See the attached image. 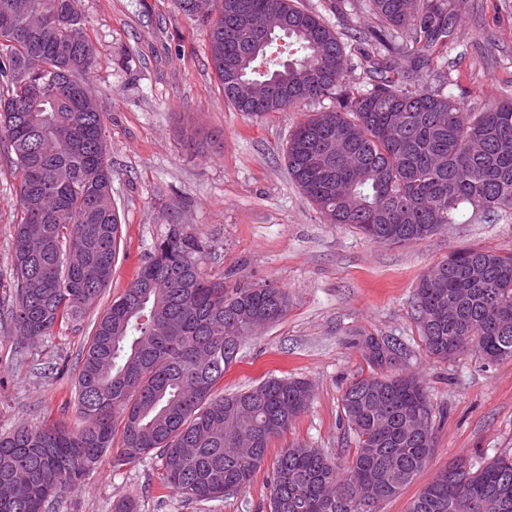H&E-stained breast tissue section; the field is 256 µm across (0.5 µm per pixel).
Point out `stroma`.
Wrapping results in <instances>:
<instances>
[{"label": "stroma", "mask_w": 512, "mask_h": 512, "mask_svg": "<svg viewBox=\"0 0 512 512\" xmlns=\"http://www.w3.org/2000/svg\"><path fill=\"white\" fill-rule=\"evenodd\" d=\"M340 33L348 48L374 20L364 0L343 10L328 0H303ZM460 16L438 67L446 90L478 106L512 93V0H455ZM96 48L88 75L104 105L112 162V198L122 233L112 280L93 312L55 335L22 344L0 321V434L49 422L80 429L77 376L92 322L129 286L166 234L183 224L204 242L202 268L228 283L271 282L287 291L281 321L248 338L224 374L225 392L256 386L268 375L302 378L313 389L309 408L269 453L303 444L329 456L351 453L341 420L346 386L366 368L354 341L374 334L400 341V371L416 375L436 408L434 453L426 467L379 512H408L420 489L449 461L475 466L512 456V359L489 364L472 351L455 360L431 358L413 307L418 278L463 248L512 252V213L487 221L463 211L423 241L394 245L363 238L348 224L326 223L288 176V136L307 115L335 107L310 102L249 119L225 100L209 63L208 37L175 0H79ZM20 174L0 153V301H7L19 205ZM161 461L149 456L98 469L61 492L48 512H113L122 498L140 512H266L271 464L244 490L223 500L187 503L162 486Z\"/></svg>", "instance_id": "35a3bbf8"}]
</instances>
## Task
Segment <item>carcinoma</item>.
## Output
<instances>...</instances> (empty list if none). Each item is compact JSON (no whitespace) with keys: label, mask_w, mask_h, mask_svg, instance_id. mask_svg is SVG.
I'll return each mask as SVG.
<instances>
[{"label":"carcinoma","mask_w":512,"mask_h":512,"mask_svg":"<svg viewBox=\"0 0 512 512\" xmlns=\"http://www.w3.org/2000/svg\"><path fill=\"white\" fill-rule=\"evenodd\" d=\"M0 0V145L21 172L12 254L16 337L35 342L82 318L112 279L121 220L102 104L87 80L95 48L77 0ZM380 50L361 55L368 87L346 82V45L300 0H212L205 27L224 99L258 119L305 101L284 160L304 197L330 224L374 243L422 241L457 223L512 211V94L480 108L428 85H408L448 47V0H369ZM204 243L169 226L125 291L100 315L81 355L74 432L20 427L0 435V512H46L62 490L97 469L160 457L165 488L186 502L243 489L273 439L309 406L299 378L271 375L225 394L217 387L254 323L288 314L270 284L206 278ZM415 316L429 355L457 358L458 336L488 363L512 359V253L465 248L424 273ZM370 372L341 399L355 448L339 460L290 445L275 457L267 512H378L422 470L435 447V408L420 380L391 373L395 338L358 343ZM512 512V457L475 467L465 456L425 485L410 512Z\"/></svg>","instance_id":"carcinoma-1"}]
</instances>
